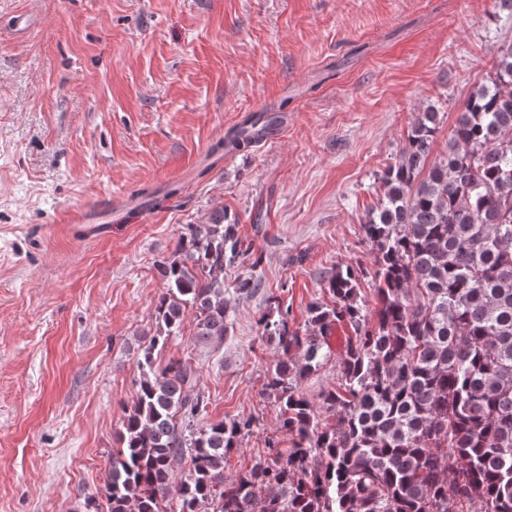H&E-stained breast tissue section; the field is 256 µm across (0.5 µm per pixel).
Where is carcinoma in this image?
<instances>
[{
	"label": "carcinoma",
	"instance_id": "carcinoma-1",
	"mask_svg": "<svg viewBox=\"0 0 512 512\" xmlns=\"http://www.w3.org/2000/svg\"><path fill=\"white\" fill-rule=\"evenodd\" d=\"M434 106L419 113L383 195L363 222L373 269L338 265L333 305L308 308L305 332L289 311L259 318L277 359L265 390L289 448L232 480L224 457L254 418L203 423L208 398L181 361L154 351L195 315L194 339L224 342V270L244 254L224 212L189 224L157 261L165 292L138 359L133 405L104 485L107 512H512V41L497 47L489 83L474 90L430 158ZM256 119L216 148L252 146ZM373 282L375 306L360 295ZM262 282L238 276L234 290ZM350 328L338 385L312 403L300 382L331 355L335 326ZM304 351L303 361L288 355ZM190 462L172 483L174 464Z\"/></svg>",
	"mask_w": 512,
	"mask_h": 512
}]
</instances>
